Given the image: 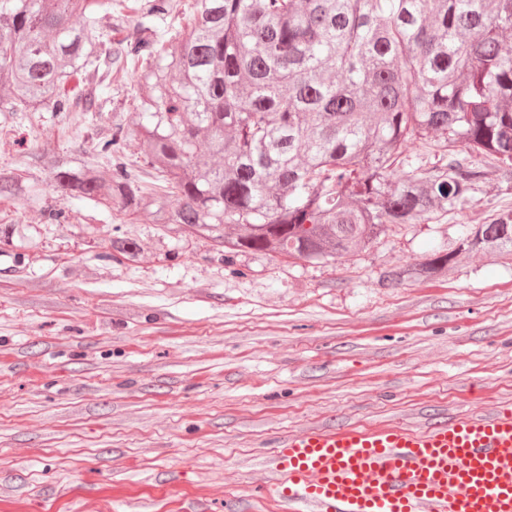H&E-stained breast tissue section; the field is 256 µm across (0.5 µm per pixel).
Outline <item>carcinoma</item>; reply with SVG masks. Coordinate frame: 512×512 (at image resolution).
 I'll list each match as a JSON object with an SVG mask.
<instances>
[{
    "label": "carcinoma",
    "mask_w": 512,
    "mask_h": 512,
    "mask_svg": "<svg viewBox=\"0 0 512 512\" xmlns=\"http://www.w3.org/2000/svg\"><path fill=\"white\" fill-rule=\"evenodd\" d=\"M168 37L174 0H126L131 28L103 34L112 0H0V112H99L94 87L139 73L140 121L97 144L99 166L54 157L73 198L208 239L224 257L334 261L402 224L468 204L487 170L512 178V0H195ZM138 142L148 189L124 161ZM442 151L392 180L413 144ZM25 177L0 166V198ZM112 258L141 246L110 239ZM512 254V210L465 227L383 280H434L460 256ZM181 1L179 11L159 22V29L170 33L183 32L186 30L188 18L192 15L194 0Z\"/></svg>",
    "instance_id": "1"
}]
</instances>
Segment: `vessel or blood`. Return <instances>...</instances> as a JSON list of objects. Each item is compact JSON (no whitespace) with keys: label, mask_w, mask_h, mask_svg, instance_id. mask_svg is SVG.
<instances>
[{"label":"vessel or blood","mask_w":512,"mask_h":512,"mask_svg":"<svg viewBox=\"0 0 512 512\" xmlns=\"http://www.w3.org/2000/svg\"><path fill=\"white\" fill-rule=\"evenodd\" d=\"M269 512H512V408L274 438Z\"/></svg>","instance_id":"1"}]
</instances>
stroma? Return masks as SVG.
I'll return each mask as SVG.
<instances>
[{"label":"stroma","instance_id":"obj_1","mask_svg":"<svg viewBox=\"0 0 512 512\" xmlns=\"http://www.w3.org/2000/svg\"><path fill=\"white\" fill-rule=\"evenodd\" d=\"M137 93L131 72L100 112H0V166L29 185L0 225L39 242L0 244V512H225L264 480L272 437L512 405V255L379 283L512 209V179L359 254L228 264L147 213L114 223L34 161L48 141L109 169L96 144L137 123ZM115 235L143 245L137 261L113 259Z\"/></svg>","mask_w":512,"mask_h":512}]
</instances>
